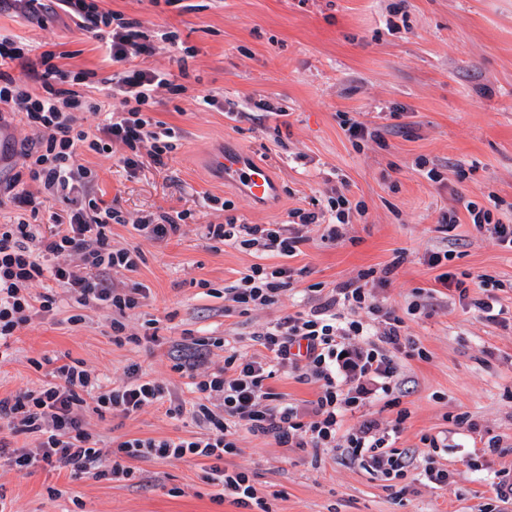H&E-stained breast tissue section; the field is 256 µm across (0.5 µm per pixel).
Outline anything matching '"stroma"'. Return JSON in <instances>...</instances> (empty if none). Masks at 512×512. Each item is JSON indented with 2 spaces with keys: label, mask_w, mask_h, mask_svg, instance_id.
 Returning a JSON list of instances; mask_svg holds the SVG:
<instances>
[{
  "label": "stroma",
  "mask_w": 512,
  "mask_h": 512,
  "mask_svg": "<svg viewBox=\"0 0 512 512\" xmlns=\"http://www.w3.org/2000/svg\"><path fill=\"white\" fill-rule=\"evenodd\" d=\"M104 9L137 19L154 53L137 64L177 69L164 39L176 32L194 51L184 95L158 89L150 114L176 130L165 165L125 168L122 145L111 153L81 152L97 173L95 190L117 202L125 224L112 227L114 247L138 248L137 271L114 274L116 287H147L141 307L127 312L128 332L158 320L160 341L115 344L112 311L62 297L53 312L34 317L0 361V397L52 381L58 363L84 362L109 386L130 370L165 383L174 398L193 402L191 380L173 368L179 343L221 336L244 354L259 352L258 333L312 304L309 287L332 290L373 270L367 287L376 301L404 316L406 334L423 357L395 356L398 405L371 391L344 429L376 421L393 447L446 441L436 467L454 470L439 486L418 469L387 480L351 461L343 449L289 448L240 432L227 467L246 471L268 512H512L496 498L501 474L512 476V249L467 224L465 205L487 204L488 193L512 203V0H102ZM0 32L60 52L69 71L112 72L104 49L62 11L27 15L0 10ZM211 94L215 106L200 103ZM350 116L376 127L381 142L353 143L341 126ZM31 131L14 119L0 125V177L24 169L21 144ZM243 150L268 165L280 196L262 207L221 180L211 161ZM438 168L434 183L420 165ZM343 192L364 201L344 240H322L304 228L294 256L261 254L236 244L210 246L206 224H285L296 208L326 206ZM219 204H212L210 196ZM459 224L442 230L441 213ZM190 213L184 236L155 241L139 235L142 218ZM453 250L447 270L464 281L467 300L437 282L430 253ZM287 265L293 286L277 302L239 313L232 301L207 295L201 281L223 289L250 265ZM393 266L387 282L378 274ZM498 280L481 288L479 276ZM495 294L505 311L490 322L469 302ZM81 323H71L72 315ZM406 411L397 422L398 411ZM464 413L466 425L454 418ZM103 453L128 437L187 438L198 434L153 405L135 417L86 414ZM497 441L500 452L487 449ZM140 483L71 477L68 472L17 470L0 461V490L10 512H246L217 501L202 464L139 462Z\"/></svg>",
  "instance_id": "1"
}]
</instances>
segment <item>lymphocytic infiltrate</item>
I'll list each match as a JSON object with an SVG mask.
<instances>
[{"label": "lymphocytic infiltrate", "instance_id": "1", "mask_svg": "<svg viewBox=\"0 0 512 512\" xmlns=\"http://www.w3.org/2000/svg\"><path fill=\"white\" fill-rule=\"evenodd\" d=\"M60 2L82 30L108 32L105 52L112 75L103 81L102 98H90L85 87L93 71L62 70L55 63V51L38 53L29 43L0 35V112L19 116L33 133L22 145L25 172L15 173L5 187L16 215L0 224V347L9 346L33 317L56 306L55 294L31 291L33 283L46 278L78 304H107L112 309L113 340L138 342V335L127 333L123 318L141 306L146 291L139 284L113 287L111 275L136 270L141 254L113 247L112 227L123 223L124 217L117 207L94 198L97 174L77 156L82 149L108 153L118 143L125 149L126 166H137L145 156L163 164L175 132L145 117L142 108L154 100L158 88L175 95L187 91L177 81L178 74L188 70L187 58H178L174 74L136 66L137 58L154 50L138 20L103 10L98 0ZM81 114L97 117L94 129L79 124ZM29 180L37 183V191L26 188ZM56 202L66 204L64 218L42 227L37 222L41 210ZM365 211L364 202H351L340 193L330 199L327 210L297 209L293 215L304 226L324 225L325 238L337 241L343 238L351 214ZM201 236L285 257L293 256L304 241L281 224H208ZM74 253L81 254V267L69 263ZM291 285L290 268L256 263L226 292L245 313L274 304ZM311 290L319 295L317 304L262 331L257 337L261 350L255 355L241 356L221 336L183 346L174 368L192 380L196 399L191 406L173 399L163 383L136 373L119 386H102L78 360L59 366L54 381L39 389L0 397V458L19 470L40 465L75 476H109L127 482L136 479L139 461H202L218 500H231L247 510L263 506V498L245 472L223 465L225 455L237 450L238 430L243 427L299 448H332L341 439L351 459L368 461L386 478L403 477L409 455L389 448L373 423L343 432L345 414L362 406L367 389L361 384L343 388L336 373L380 381L382 392L388 394L397 375L394 353L412 357L422 350L406 335L404 319L381 307L363 284L352 282L326 295L320 284H313ZM372 320L383 325L375 342L366 338ZM357 336L361 344L352 345ZM215 348L225 349L226 355L223 366L211 371L205 364ZM288 368L321 381L315 399L296 406L271 389L269 379ZM164 402L169 415L190 413L201 435L177 440L130 437L119 441L107 457L85 427L87 409L128 418ZM9 433L36 435L39 444L34 449L10 447L5 439Z\"/></svg>", "mask_w": 512, "mask_h": 512}]
</instances>
